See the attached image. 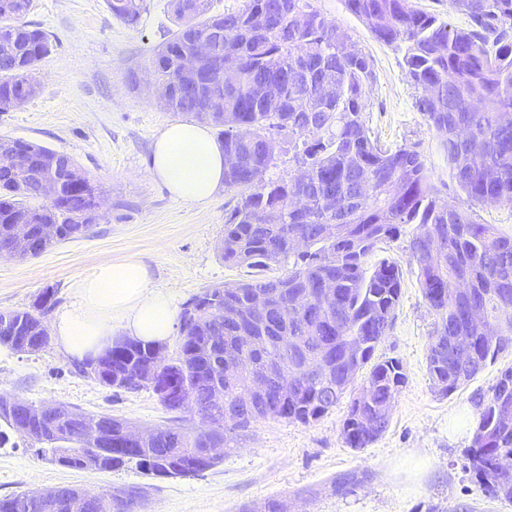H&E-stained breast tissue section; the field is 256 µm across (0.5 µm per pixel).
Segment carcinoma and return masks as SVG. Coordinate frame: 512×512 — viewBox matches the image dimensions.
Instances as JSON below:
<instances>
[{"mask_svg":"<svg viewBox=\"0 0 512 512\" xmlns=\"http://www.w3.org/2000/svg\"><path fill=\"white\" fill-rule=\"evenodd\" d=\"M114 17L137 25L148 10L147 0H105ZM379 42L403 52L406 74L419 91L415 107L440 136L450 178L459 193L441 196L420 151L413 147L388 149L372 138L363 119L364 100L374 82L371 59L356 48L349 33L314 8L311 0H242V5L218 16L224 38L216 53L232 48L239 70L236 87L228 88L215 75L185 74L184 57L212 38V0H170L177 29L154 49L150 72L154 84L174 112L217 128L224 148V187L240 193V200L224 224L220 254L227 264L263 271L291 263L277 277L252 275L233 290L218 285L195 295L181 314L175 356L156 364L158 344L118 339L103 352L96 381L116 390L142 389L139 380L161 369L178 396L159 398L170 412L204 411L202 427L156 428L141 443L126 447L125 419L109 414L79 413L57 406L50 423L32 422L35 452L60 467L110 471L135 464L154 477L195 476L218 464L206 449L223 446L232 451L236 432L264 418L255 410L236 425L224 426V402L246 389L245 377L229 378L225 359L241 355L230 311L242 316L250 298L276 282L281 294L274 302L279 325L255 328L248 352L255 368L278 357L279 330L310 342L322 340L321 329L336 321V335L364 336L366 343L353 356L356 367L346 373L340 355L329 357L321 379L299 375L293 362L287 376L297 384L288 391L280 418L301 424L332 410L352 385L357 372L369 367L345 419L342 435L349 448L373 443L388 427L384 419L377 434L366 437L359 413L383 409L406 383L403 366L395 359L372 362L375 349L390 331L399 306L400 266L382 259L366 267L378 244L392 241L406 224L417 225L409 242L410 260L436 316L430 336L428 373L433 387L443 386L446 397L467 384L500 354L512 347V235L495 224L477 219L476 208L487 204L512 207V0H448V8L465 14L468 27L452 26L442 16L419 8L414 0H344ZM30 0H0V47L10 48V62L0 56V112L16 107V99L33 97L36 65L51 52L49 34L25 21ZM335 82L336 96L326 99L319 79ZM272 79L284 82L283 97L269 102L262 94ZM288 136H318L312 143L292 142L296 167H306L307 179L291 173L268 179L280 142L273 132ZM31 152L32 165L14 170L0 165V250L14 249V227L32 225V241L21 258L37 257L53 244L90 231L100 213V191L76 161L65 153L21 139L2 138ZM243 157L238 163L232 157ZM61 181L62 195L42 206L38 196L43 179ZM42 224H54L52 238L40 236ZM340 224L335 238L323 235L324 225ZM445 238V254L433 260L428 239ZM301 235L306 251L297 254L291 240ZM324 279L336 285L332 299L305 295ZM55 289L45 288L27 309L0 310V344L16 348L28 344L41 350L49 344L44 318ZM208 298L219 299L223 311L197 324L188 319L189 307ZM481 308L496 321L508 312V326L494 344L485 332L466 321L468 310ZM462 327L473 337L476 367L460 375L448 359V334ZM512 401V367L501 372L492 395L480 402V420L468 452L470 469L482 491L491 498L512 499V477L500 481L487 474L482 461L512 458V427L498 422L499 399ZM15 398L0 394V424L15 429L24 423ZM124 497L105 499L101 493L60 488L44 507L35 492L23 491L0 499V512H122Z\"/></svg>","mask_w":512,"mask_h":512,"instance_id":"1","label":"carcinoma"}]
</instances>
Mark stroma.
Listing matches in <instances>:
<instances>
[{
  "mask_svg": "<svg viewBox=\"0 0 512 512\" xmlns=\"http://www.w3.org/2000/svg\"><path fill=\"white\" fill-rule=\"evenodd\" d=\"M170 0H148L131 27L112 16L105 0H31L27 21L50 36L52 51L39 65L38 92L0 112V137L22 139L65 153L105 198L91 232L55 244L35 258L0 259V310L22 309L48 286L57 307L72 300L71 286L105 261L136 260L179 305L215 284L245 280L244 268L224 263L218 246L237 191L220 188L206 202L175 200L148 166L153 144L180 113L152 98L150 62L164 33L174 30ZM346 29L373 61L376 81L364 119L381 145H413L424 155L441 193L453 190L438 133L414 106L416 89L402 55L372 38L344 0H312ZM415 230L381 245L375 259L397 261L403 279L392 328L375 360L396 359L407 377L387 430L361 449L341 435L349 399L318 421L268 418L238 433L234 449L197 476L152 478L136 467L69 470L38 458L32 445L9 433L0 445V499L59 487L126 491L125 512H259L271 498L288 512H512V501L486 497L468 469L471 436L454 437L453 420L488 398L512 351L487 365L448 397L433 391L427 368L434 314L426 304L407 242ZM35 405L64 404L78 413H108L147 428L170 425L172 415L149 389L114 391L75 370L56 345L0 358V394ZM424 468L410 478L415 462Z\"/></svg>",
  "mask_w": 512,
  "mask_h": 512,
  "instance_id": "1",
  "label": "stroma"
}]
</instances>
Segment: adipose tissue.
I'll return each instance as SVG.
<instances>
[{
    "instance_id": "adipose-tissue-1",
    "label": "adipose tissue",
    "mask_w": 512,
    "mask_h": 512,
    "mask_svg": "<svg viewBox=\"0 0 512 512\" xmlns=\"http://www.w3.org/2000/svg\"><path fill=\"white\" fill-rule=\"evenodd\" d=\"M171 195L185 204L211 198L224 184V151L204 126L173 123L157 138L149 166ZM71 304L53 321L57 346L69 358L99 355L118 336L162 342L179 317L175 298L134 260L107 261L73 284Z\"/></svg>"
}]
</instances>
